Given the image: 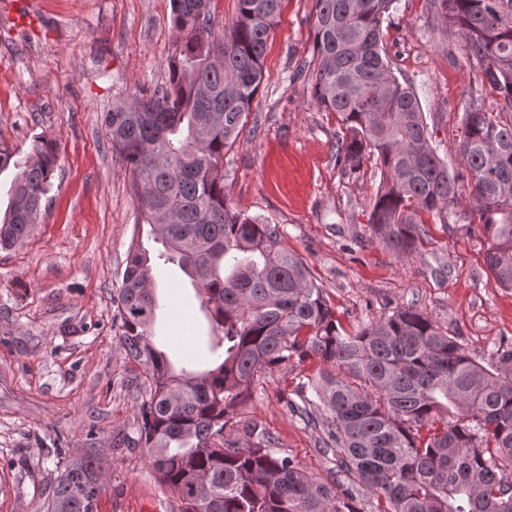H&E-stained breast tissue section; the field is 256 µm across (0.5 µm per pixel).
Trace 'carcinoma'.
Instances as JSON below:
<instances>
[{
    "label": "carcinoma",
    "instance_id": "cac0c4a2",
    "mask_svg": "<svg viewBox=\"0 0 512 512\" xmlns=\"http://www.w3.org/2000/svg\"><path fill=\"white\" fill-rule=\"evenodd\" d=\"M210 0H171L184 36L165 86L103 113L128 170L141 220L206 301L223 350L199 369L175 370L153 341L156 266L132 241L118 291L128 354L145 369L140 437L178 512H512V340L478 362L414 305L363 322L336 317L304 261L278 247L279 229L228 207L224 148L236 141L263 81V60L283 0H237L229 35L214 36ZM394 0H315L313 104L341 124L338 157L357 169L376 158L381 181L368 227L398 257L420 254L425 218L447 224L476 202L488 271L512 288V122L472 101L457 150L466 173L438 154L425 113L382 53ZM464 43L470 68L512 112V0H435ZM56 150L42 136L0 169L17 170L0 219V250L38 223ZM316 359L324 368L295 388L293 410L322 409L319 445L328 479L307 474L256 422L235 419L267 374ZM100 459L70 460L47 512H96Z\"/></svg>",
    "mask_w": 512,
    "mask_h": 512
}]
</instances>
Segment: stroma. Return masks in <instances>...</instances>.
I'll use <instances>...</instances> for the list:
<instances>
[{
  "label": "stroma",
  "mask_w": 512,
  "mask_h": 512,
  "mask_svg": "<svg viewBox=\"0 0 512 512\" xmlns=\"http://www.w3.org/2000/svg\"><path fill=\"white\" fill-rule=\"evenodd\" d=\"M180 44L171 0H0V152L27 155L39 134L57 152L38 224L0 250V512H44L62 470L58 445L100 457L107 482L97 512L176 510L140 440L144 370L126 352L117 308L133 238L153 255L161 246L140 221L103 114L163 86ZM382 45L416 93L433 146L461 168L465 108L474 98L499 107L463 42L432 0H394ZM313 55L314 0H284L247 123L224 151L229 206L278 225L281 247L308 265L346 330L413 304L473 358L511 340L512 288L484 264L474 200H461L458 223L427 225L422 256L396 257L371 235L381 172L371 159L355 170L339 163V121L312 103L311 75L300 69ZM157 281L160 305L180 322L162 320L154 341L178 368L207 349L211 326L178 265ZM319 368L313 360L268 375L239 415L323 479L330 462L320 431L284 399Z\"/></svg>",
  "instance_id": "1"
}]
</instances>
